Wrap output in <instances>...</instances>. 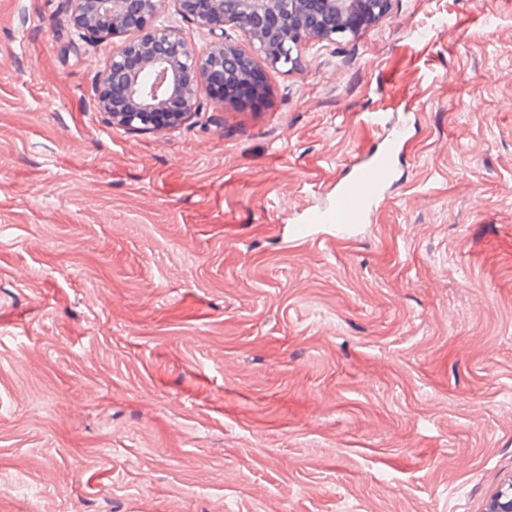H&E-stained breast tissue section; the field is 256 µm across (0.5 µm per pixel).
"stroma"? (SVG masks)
<instances>
[{
  "mask_svg": "<svg viewBox=\"0 0 512 512\" xmlns=\"http://www.w3.org/2000/svg\"><path fill=\"white\" fill-rule=\"evenodd\" d=\"M0 0V512H483L512 482V0H390L255 107L112 127ZM386 115V126L370 123ZM357 238H304L387 126Z\"/></svg>",
  "mask_w": 512,
  "mask_h": 512,
  "instance_id": "stroma-1",
  "label": "stroma"
}]
</instances>
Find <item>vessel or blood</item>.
I'll return each instance as SVG.
<instances>
[{"label": "vessel or blood", "instance_id": "vessel-or-blood-1", "mask_svg": "<svg viewBox=\"0 0 512 512\" xmlns=\"http://www.w3.org/2000/svg\"><path fill=\"white\" fill-rule=\"evenodd\" d=\"M409 125H402L375 152L368 163L352 170L336 190L333 205L325 210H311L301 215L304 224H332L338 235L351 238L366 222L372 211L385 198L387 188L394 183L397 162L410 139Z\"/></svg>", "mask_w": 512, "mask_h": 512}]
</instances>
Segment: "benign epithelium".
<instances>
[{"mask_svg":"<svg viewBox=\"0 0 512 512\" xmlns=\"http://www.w3.org/2000/svg\"><path fill=\"white\" fill-rule=\"evenodd\" d=\"M173 2L186 22L211 36L206 47L159 20L162 0H66L69 23L87 38L99 43L134 34L112 44L93 85L98 111L114 126L139 132L174 128L208 104L227 108L231 97L209 92L216 77L250 84L265 67L294 63L292 52L311 39L357 32L386 11L388 0ZM227 25L252 53L224 38ZM485 512H512V491L492 496Z\"/></svg>","mask_w":512,"mask_h":512,"instance_id":"benign-epithelium-1","label":"benign epithelium"}]
</instances>
